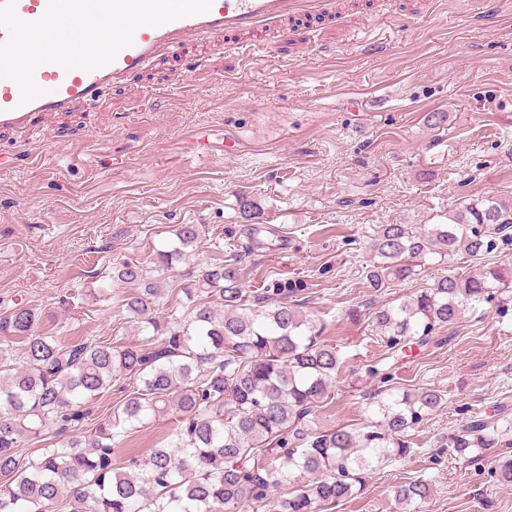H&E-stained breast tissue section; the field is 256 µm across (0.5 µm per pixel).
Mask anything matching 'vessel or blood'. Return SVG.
<instances>
[{"instance_id":"obj_1","label":"vessel or blood","mask_w":512,"mask_h":512,"mask_svg":"<svg viewBox=\"0 0 512 512\" xmlns=\"http://www.w3.org/2000/svg\"><path fill=\"white\" fill-rule=\"evenodd\" d=\"M349 8V0H213L207 13L138 28L132 46L96 70L67 71L54 63L39 66L35 80L46 93L28 104H21L16 83L0 79V129L23 134L75 105H99L110 90L128 83L184 42L206 47L226 36L283 32L289 21L306 16L339 20Z\"/></svg>"}]
</instances>
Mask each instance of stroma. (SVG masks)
I'll return each mask as SVG.
<instances>
[{"mask_svg":"<svg viewBox=\"0 0 512 512\" xmlns=\"http://www.w3.org/2000/svg\"><path fill=\"white\" fill-rule=\"evenodd\" d=\"M422 7L358 0L349 22L388 41L377 56L345 44L331 20L271 50L216 44L189 76L197 48L185 44L104 105L38 128L29 160L0 131V301L24 300L65 341L138 342L121 307L128 290L110 283L113 263L149 261L175 225H200L201 243L161 307L176 303L188 269L234 254L246 290L303 280L299 309L343 358L316 407L321 425L365 426L388 382L445 396L409 429L412 455L376 467L334 512H396L394 487L419 476L432 484L423 512H512V490L493 477L499 449L474 464L448 448L466 419L512 403V303L482 304L428 347L396 353L370 321L444 272L429 262L413 280L368 288L378 225L435 224L489 194L512 200V0H437L423 18ZM431 112L447 122L432 128ZM242 195L264 227L250 251ZM105 286L108 300L56 313L61 295Z\"/></svg>","mask_w":512,"mask_h":512,"instance_id":"obj_1","label":"stroma"}]
</instances>
